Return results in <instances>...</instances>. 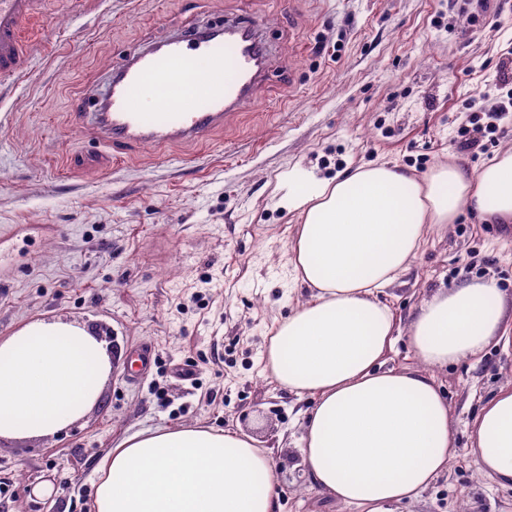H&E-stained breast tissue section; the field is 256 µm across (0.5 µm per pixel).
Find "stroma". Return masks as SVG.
<instances>
[{
    "mask_svg": "<svg viewBox=\"0 0 512 512\" xmlns=\"http://www.w3.org/2000/svg\"><path fill=\"white\" fill-rule=\"evenodd\" d=\"M28 78L0 83V337L30 319L92 327L112 369L65 431L0 438L8 512H93L100 460L123 437L179 424L241 429L270 448L276 512H351L302 466L298 400L268 374L275 320L300 298L288 274L299 222L279 204L292 168L317 178L368 163L416 174L477 169L512 149V120L488 151L459 149L468 98L512 51V0L469 25L455 0H47ZM261 22L268 75L242 115L199 145L113 149L76 114L131 48L205 23ZM493 282L512 316V235L470 213L431 230L383 301L407 326L441 288ZM154 361L130 377L132 347ZM455 451L404 512H512V489L469 450L481 405L512 384V351L435 372ZM41 484L51 496H35Z\"/></svg>",
    "mask_w": 512,
    "mask_h": 512,
    "instance_id": "35a3bbf8",
    "label": "stroma"
}]
</instances>
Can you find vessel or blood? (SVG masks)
<instances>
[{"mask_svg": "<svg viewBox=\"0 0 512 512\" xmlns=\"http://www.w3.org/2000/svg\"><path fill=\"white\" fill-rule=\"evenodd\" d=\"M43 12V0H0V79L21 81L30 46L29 27ZM233 35L214 25L190 35H167L115 64L98 108L86 118L106 142L161 147L203 143L249 104L256 82L267 72L268 50L259 23H233ZM207 71L201 100L170 96L157 102V83L179 86Z\"/></svg>", "mask_w": 512, "mask_h": 512, "instance_id": "obj_1", "label": "vessel or blood"}]
</instances>
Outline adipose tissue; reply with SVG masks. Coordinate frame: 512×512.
<instances>
[{
    "label": "adipose tissue",
    "instance_id": "ef3b65f1",
    "mask_svg": "<svg viewBox=\"0 0 512 512\" xmlns=\"http://www.w3.org/2000/svg\"><path fill=\"white\" fill-rule=\"evenodd\" d=\"M282 207L302 219L289 244L294 283L308 289L276 320L272 378L313 405L302 462L352 512H402L448 468L455 435L434 373L490 343L512 346L497 289L471 281L437 290L407 328L415 370L385 368L395 318L379 292L409 267L431 227L463 209L512 224V149L478 169L439 163L416 175L387 163L330 179L294 169ZM110 354L87 326L33 319L0 338V437L55 435L100 398ZM470 449L482 474L512 489V386L477 412ZM95 512H274L278 471L243 431L177 425L123 438L99 467Z\"/></svg>",
    "mask_w": 512,
    "mask_h": 512
}]
</instances>
